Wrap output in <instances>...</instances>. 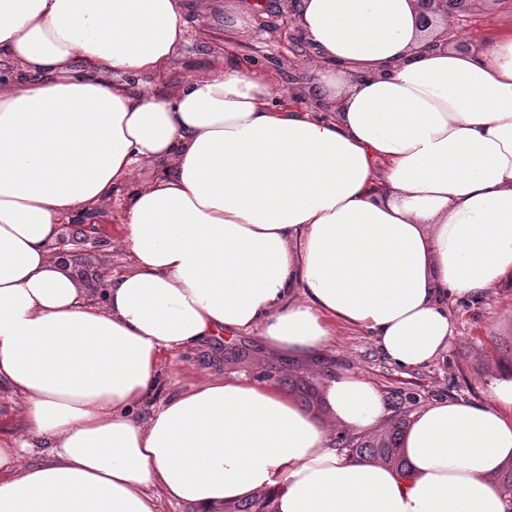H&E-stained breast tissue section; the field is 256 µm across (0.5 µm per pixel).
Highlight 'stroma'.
Segmentation results:
<instances>
[{
	"label": "stroma",
	"instance_id": "35a3bbf8",
	"mask_svg": "<svg viewBox=\"0 0 512 512\" xmlns=\"http://www.w3.org/2000/svg\"><path fill=\"white\" fill-rule=\"evenodd\" d=\"M227 0H205L215 22L208 33L190 32L189 54L174 64V76H181L198 62L208 47L215 46L256 70L271 76L280 89L289 90L294 81L305 77L304 61L308 49L296 45L292 28L284 27L288 0H262L264 29L254 30L246 44L226 39L221 20ZM120 203L110 213L97 217L96 235L83 236L77 225H63L61 235L69 240L82 262L110 273L123 265L119 249L122 226L115 217ZM454 333L447 352L432 362L414 369L390 363L373 340L363 333L337 328L336 341L320 366L296 363L271 353L257 337L239 336L233 340H213L183 356L166 357L162 367L159 396L185 390L197 383L205 372L220 368L224 373L244 372L267 382L285 375L303 376L319 383L321 369H350L373 384L383 395L387 410L416 414L439 397L482 403L487 399L488 383L504 366L502 348L512 344V288H501L479 302H459L450 307Z\"/></svg>",
	"mask_w": 512,
	"mask_h": 512
}]
</instances>
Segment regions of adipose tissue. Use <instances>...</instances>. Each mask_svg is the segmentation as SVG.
Masks as SVG:
<instances>
[{"label":"adipose tissue","instance_id":"obj_1","mask_svg":"<svg viewBox=\"0 0 512 512\" xmlns=\"http://www.w3.org/2000/svg\"><path fill=\"white\" fill-rule=\"evenodd\" d=\"M417 7L302 0L304 111L219 51L171 80L200 0H0V512H506L508 369L416 413L400 470L336 449L387 417L349 370L318 409L242 373L156 397L224 334L318 360L342 326L417 368L449 302L512 287V31L439 49ZM122 190L100 300L57 238Z\"/></svg>","mask_w":512,"mask_h":512}]
</instances>
